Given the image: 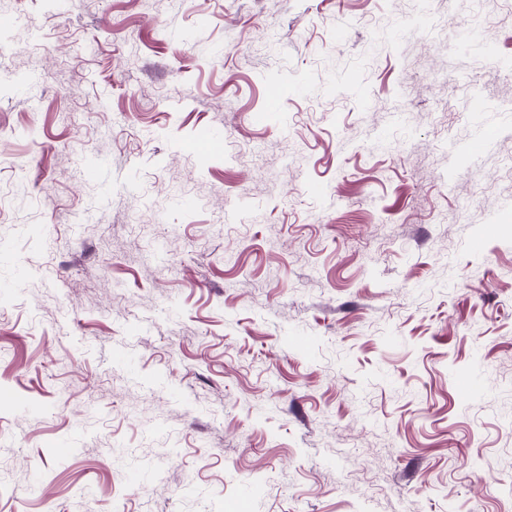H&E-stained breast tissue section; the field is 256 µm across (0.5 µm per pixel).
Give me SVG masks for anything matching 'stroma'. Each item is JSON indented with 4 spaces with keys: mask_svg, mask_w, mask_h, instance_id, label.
Returning <instances> with one entry per match:
<instances>
[{
    "mask_svg": "<svg viewBox=\"0 0 512 512\" xmlns=\"http://www.w3.org/2000/svg\"><path fill=\"white\" fill-rule=\"evenodd\" d=\"M1 15L0 512H512V0Z\"/></svg>",
    "mask_w": 512,
    "mask_h": 512,
    "instance_id": "stroma-1",
    "label": "stroma"
}]
</instances>
